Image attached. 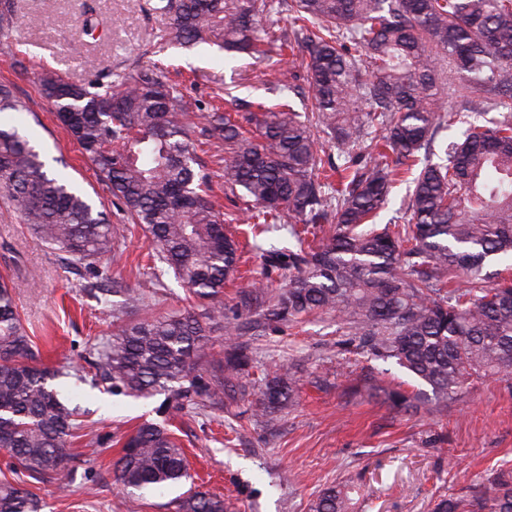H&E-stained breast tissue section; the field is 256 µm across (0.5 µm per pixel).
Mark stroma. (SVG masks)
<instances>
[{"label":"stroma","mask_w":512,"mask_h":512,"mask_svg":"<svg viewBox=\"0 0 512 512\" xmlns=\"http://www.w3.org/2000/svg\"><path fill=\"white\" fill-rule=\"evenodd\" d=\"M154 0H15L16 20L0 32V86L26 107L24 130L37 149L61 159L64 174L110 223L124 214L82 154L39 85L50 67L81 84L93 74H122L136 66L162 63L168 83L179 86L201 139L213 108L251 112L257 102L276 97L273 72L299 87V111L310 109L307 73L299 57L283 55L276 68L246 56L225 61L220 32L184 48L172 39L170 20ZM93 6L105 30L100 38L80 28ZM213 145L200 154L211 174L212 200L232 215L229 226L247 243L243 201L224 193L217 177ZM150 243L139 226L127 233L120 257L109 261L112 279L139 296L123 311L138 320L188 311L205 318L209 301L198 299L173 279L156 283L148 269ZM16 282L21 320L39 348L41 364L66 371L61 384L87 409L85 425L98 435L94 447L71 443L73 458L59 482L31 483L45 503L43 512H128L125 491L113 479L121 437L144 422L168 424L183 448L200 490L222 496L233 512H310L327 486L354 475L365 490L361 512H430L434 498L461 494L499 469H512V377L474 383L468 393L437 415L432 403L404 412L384 399V389L414 392L416 385L397 366L349 354L348 337L335 315L295 324L263 321L262 311L245 307L234 286L219 296L224 320L209 324L212 349L202 360L204 376L221 375L224 325L252 320L260 327L245 336L254 363L245 388L225 392L220 404L201 401L181 413L161 410L162 396L134 399L112 395L73 374L90 372L95 345L111 337L119 320L98 302L97 281L86 265L68 263L63 252L42 244L0 192V274ZM288 366L299 381L298 394L277 420L266 422L255 408L265 378Z\"/></svg>","instance_id":"stroma-1"}]
</instances>
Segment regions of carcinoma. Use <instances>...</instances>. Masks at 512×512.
<instances>
[{
	"label": "carcinoma",
	"instance_id": "obj_1",
	"mask_svg": "<svg viewBox=\"0 0 512 512\" xmlns=\"http://www.w3.org/2000/svg\"><path fill=\"white\" fill-rule=\"evenodd\" d=\"M276 0H156L181 45L223 33L228 53L270 59L280 41L307 52L312 111L280 96L259 102L239 122L208 114V137L224 188L241 193L252 248L267 266L289 273L272 298L269 320L293 322L334 313L347 335L376 360L430 388L442 413L474 379L512 375V283L489 284L485 268L512 258V119L478 123L473 97L512 111V0H290V33L263 28ZM466 74L468 94L448 116L435 102L443 65ZM42 93L134 224L148 233L154 277L171 275L201 299H215L236 278L240 246L208 199L209 176L190 138L184 95L157 65L141 66L116 86L102 76L82 84L46 71ZM465 126L427 158L408 188L401 224L375 223L392 188L406 181L439 132ZM334 154L322 157L315 133ZM0 191L42 242L69 262L97 260L125 238L87 196L52 168L15 125L0 127ZM288 245L262 240L283 216ZM322 224L333 225L326 241ZM15 285L0 278V448L13 479L0 481V512H42L28 479L52 483L71 459L82 430L80 405L48 384L34 365L38 349L17 312ZM259 282L240 287L242 303L263 302ZM210 336L189 312L119 327L98 351L92 380L114 395H165L181 412L197 399L221 398L249 374L248 347L230 343L224 379L197 365ZM297 380L284 368L268 382L260 415L294 402ZM425 396L385 393L408 411ZM114 479L129 509L148 494L192 481L186 456L164 426L145 422L126 437ZM353 481L324 488L312 512H358ZM178 512H228L224 498L193 490ZM432 512H512V470L500 469Z\"/></svg>",
	"mask_w": 512,
	"mask_h": 512
}]
</instances>
